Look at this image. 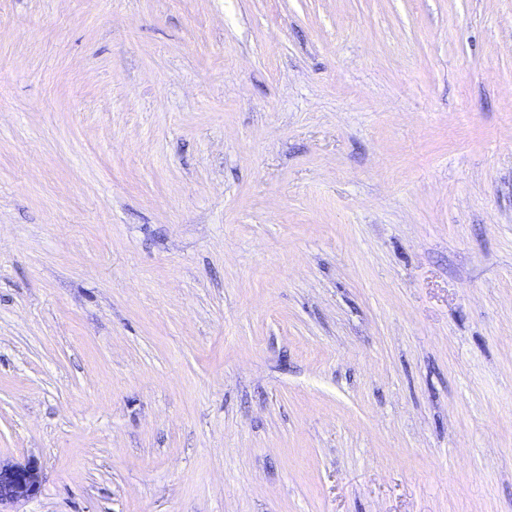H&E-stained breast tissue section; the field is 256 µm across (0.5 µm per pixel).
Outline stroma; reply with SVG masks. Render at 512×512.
I'll list each match as a JSON object with an SVG mask.
<instances>
[{
	"label": "stroma",
	"instance_id": "1",
	"mask_svg": "<svg viewBox=\"0 0 512 512\" xmlns=\"http://www.w3.org/2000/svg\"><path fill=\"white\" fill-rule=\"evenodd\" d=\"M15 512H512V0H0ZM43 473L36 460L7 462L0 460V511L4 507L35 496L42 485Z\"/></svg>",
	"mask_w": 512,
	"mask_h": 512
}]
</instances>
